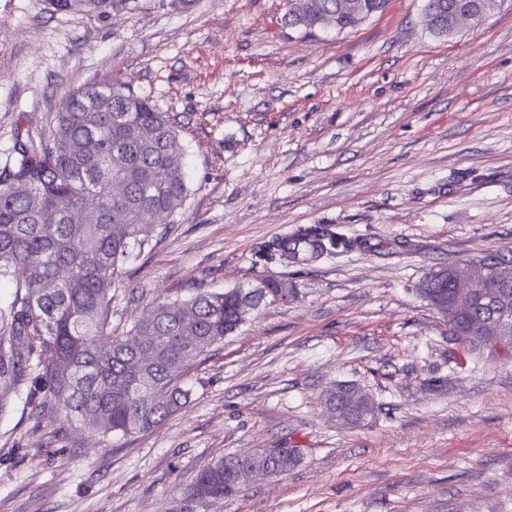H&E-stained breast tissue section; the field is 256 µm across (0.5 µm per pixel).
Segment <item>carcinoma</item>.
I'll return each mask as SVG.
<instances>
[{"label":"carcinoma","mask_w":512,"mask_h":512,"mask_svg":"<svg viewBox=\"0 0 512 512\" xmlns=\"http://www.w3.org/2000/svg\"><path fill=\"white\" fill-rule=\"evenodd\" d=\"M426 2L446 23L434 34L452 35L459 0ZM46 3L57 12L104 16L117 0ZM297 3L288 0V25L311 29L324 16L340 33L382 13L388 0H361L359 17L336 14V0H306L302 21L294 18ZM145 129L153 138L139 137ZM184 151L178 125L119 73L69 92L50 131L18 130L14 162L0 172V280L15 288L0 314L1 389L27 380L35 408L43 412L53 401L68 421L103 438L147 431L187 403L186 370L245 323L238 289L158 301L122 336L111 327L112 288L133 259L131 247L158 229L145 216H171L186 201ZM115 184L126 186L124 195L112 193ZM302 242L311 256L347 245L326 226L301 227L274 243L267 259H296ZM294 293L268 278L253 291V308ZM505 315L512 318V280L489 276L448 328L468 348L491 350L495 342L478 330ZM352 391L333 385L322 403L359 427L374 407L351 402ZM299 461L293 449L271 457L265 472L240 453L225 455L197 470L170 512H200Z\"/></svg>","instance_id":"1"}]
</instances>
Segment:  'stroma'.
I'll list each match as a JSON object with an SVG mask.
<instances>
[{
    "mask_svg": "<svg viewBox=\"0 0 512 512\" xmlns=\"http://www.w3.org/2000/svg\"><path fill=\"white\" fill-rule=\"evenodd\" d=\"M287 10L0 0V168L17 129L48 128L70 90L115 70L185 144L187 199L113 288V335L200 288L297 290L191 366L189 403L148 432L105 440L13 389L0 512H169L199 466L254 448L301 460L207 512H512V359L470 351L417 291L438 266L512 260V0L449 37L424 0L341 33L291 28ZM313 224L345 246L264 260ZM335 383L370 396L367 424L327 412ZM50 7L57 12L76 15L104 16L117 3L116 0H46Z\"/></svg>",
    "mask_w": 512,
    "mask_h": 512,
    "instance_id": "35a3bbf8",
    "label": "stroma"
}]
</instances>
